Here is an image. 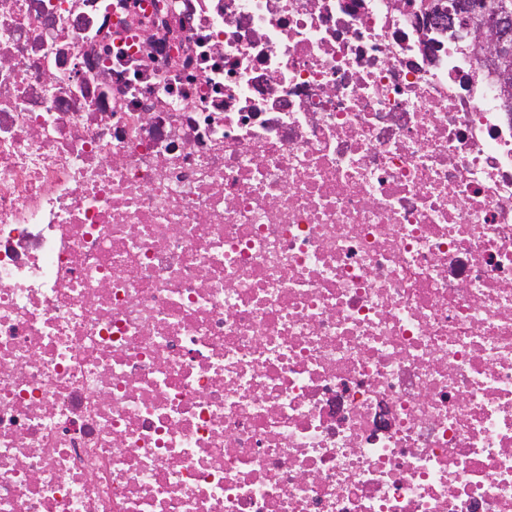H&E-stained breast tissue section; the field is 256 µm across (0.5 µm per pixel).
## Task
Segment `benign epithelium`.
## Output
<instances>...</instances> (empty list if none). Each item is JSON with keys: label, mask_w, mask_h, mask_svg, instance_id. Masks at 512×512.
<instances>
[{"label": "benign epithelium", "mask_w": 512, "mask_h": 512, "mask_svg": "<svg viewBox=\"0 0 512 512\" xmlns=\"http://www.w3.org/2000/svg\"><path fill=\"white\" fill-rule=\"evenodd\" d=\"M448 17V26L474 39L477 47L493 63V76L504 97L512 95V0H457L446 7L430 0L422 8L427 23Z\"/></svg>", "instance_id": "7a95c632"}]
</instances>
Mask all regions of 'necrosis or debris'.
<instances>
[{
  "mask_svg": "<svg viewBox=\"0 0 512 512\" xmlns=\"http://www.w3.org/2000/svg\"><path fill=\"white\" fill-rule=\"evenodd\" d=\"M420 0H0V512H512V113Z\"/></svg>",
  "mask_w": 512,
  "mask_h": 512,
  "instance_id": "4bbe7bcc",
  "label": "necrosis or debris"
}]
</instances>
